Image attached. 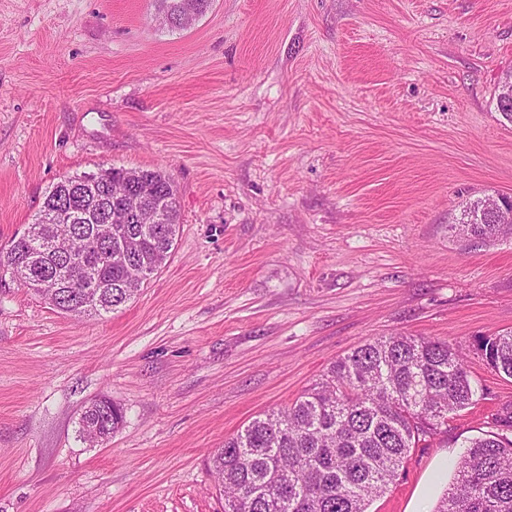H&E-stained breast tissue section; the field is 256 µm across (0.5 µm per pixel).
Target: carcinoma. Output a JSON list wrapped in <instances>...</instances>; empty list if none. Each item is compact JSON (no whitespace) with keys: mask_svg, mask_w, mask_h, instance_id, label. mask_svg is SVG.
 I'll list each match as a JSON object with an SVG mask.
<instances>
[{"mask_svg":"<svg viewBox=\"0 0 512 512\" xmlns=\"http://www.w3.org/2000/svg\"><path fill=\"white\" fill-rule=\"evenodd\" d=\"M85 178H61L35 219L39 224L49 211L81 210L82 218L72 225L75 252L30 262L33 247L15 238L0 249V265L29 264V283L49 280L60 311L95 317L130 301L148 278L139 277L136 258L122 256L118 244L100 242L94 224L115 212L118 229L143 232L141 256L151 261L171 254L180 205L174 180L161 170L111 167L94 192ZM124 178L164 211L165 232L155 224L122 222L113 193ZM488 199L462 205L449 225L457 237L482 244L512 238V224L480 218ZM84 266L100 289L91 301L80 293ZM473 350L495 373L512 378V330L478 338ZM478 394L466 354L457 347L400 334L367 341L337 359L290 406L255 417L209 453L210 469L222 482L224 512H368L411 451L448 427L450 416L475 404ZM101 404L112 408V417L100 423L109 435L121 426L123 412L105 397ZM495 427L467 441L454 481L433 512H512V412L495 418Z\"/></svg>","mask_w":512,"mask_h":512,"instance_id":"1","label":"carcinoma"}]
</instances>
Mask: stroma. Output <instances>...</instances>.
I'll return each mask as SVG.
<instances>
[{
	"label": "stroma",
	"mask_w": 512,
	"mask_h": 512,
	"mask_svg": "<svg viewBox=\"0 0 512 512\" xmlns=\"http://www.w3.org/2000/svg\"><path fill=\"white\" fill-rule=\"evenodd\" d=\"M512 0H0V248L60 178L160 169L180 228L140 295L60 313L0 271V512H222L207 456L384 336L460 347L512 328V239L469 246L462 202L512 195ZM484 396L368 512H433ZM122 407L91 446L84 408Z\"/></svg>",
	"instance_id": "stroma-1"
}]
</instances>
